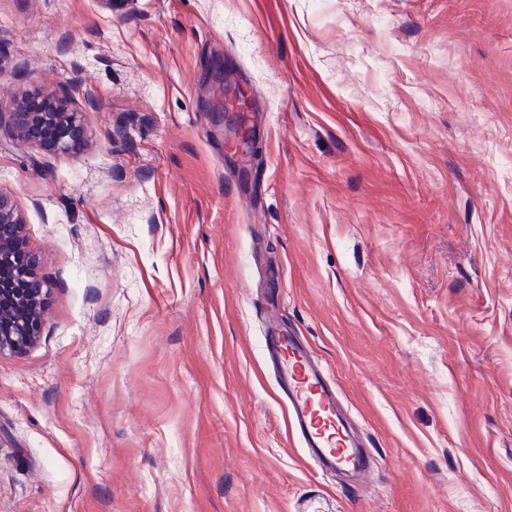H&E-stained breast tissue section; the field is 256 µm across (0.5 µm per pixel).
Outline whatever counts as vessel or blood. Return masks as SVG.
Instances as JSON below:
<instances>
[{
  "label": "vessel or blood",
  "mask_w": 512,
  "mask_h": 512,
  "mask_svg": "<svg viewBox=\"0 0 512 512\" xmlns=\"http://www.w3.org/2000/svg\"><path fill=\"white\" fill-rule=\"evenodd\" d=\"M264 346L277 367L278 397L287 405L291 438L322 468L367 476L369 462L340 411L322 364L297 336L274 320Z\"/></svg>",
  "instance_id": "vessel-or-blood-1"
}]
</instances>
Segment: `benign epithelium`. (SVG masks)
Segmentation results:
<instances>
[{"mask_svg": "<svg viewBox=\"0 0 512 512\" xmlns=\"http://www.w3.org/2000/svg\"><path fill=\"white\" fill-rule=\"evenodd\" d=\"M253 95L246 87L228 93L222 112L231 118L227 129L240 130L239 114L252 111ZM10 125L18 139L61 155L78 151L86 133L83 115L67 102L27 93L7 104ZM23 221L12 200L0 192V354H20L42 335L46 289L38 277V255L23 246Z\"/></svg>", "mask_w": 512, "mask_h": 512, "instance_id": "7a95c632", "label": "benign epithelium"}]
</instances>
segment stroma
<instances>
[{"label": "stroma", "instance_id": "stroma-1", "mask_svg": "<svg viewBox=\"0 0 512 512\" xmlns=\"http://www.w3.org/2000/svg\"><path fill=\"white\" fill-rule=\"evenodd\" d=\"M34 89L86 139L0 127L49 290L0 355V512H512V0H0V98ZM271 269L358 483L288 438ZM254 106L253 95L246 87H234L228 93V101L225 100L224 108L221 112H224V117L228 115L232 121L227 123V129L230 132L240 131L241 125L239 123V114L245 112H251Z\"/></svg>", "mask_w": 512, "mask_h": 512}]
</instances>
